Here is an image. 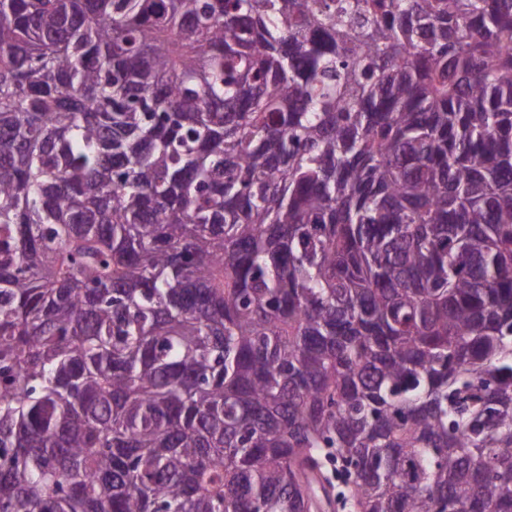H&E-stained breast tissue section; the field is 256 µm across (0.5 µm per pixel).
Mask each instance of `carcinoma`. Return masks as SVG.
Returning a JSON list of instances; mask_svg holds the SVG:
<instances>
[{
    "mask_svg": "<svg viewBox=\"0 0 512 512\" xmlns=\"http://www.w3.org/2000/svg\"><path fill=\"white\" fill-rule=\"evenodd\" d=\"M512 512V0H0V512Z\"/></svg>",
    "mask_w": 512,
    "mask_h": 512,
    "instance_id": "obj_1",
    "label": "carcinoma"
}]
</instances>
